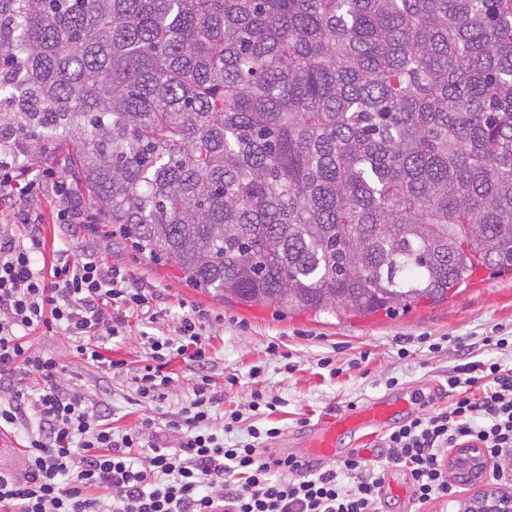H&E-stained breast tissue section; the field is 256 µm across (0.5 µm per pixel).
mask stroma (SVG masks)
I'll return each mask as SVG.
<instances>
[{
    "instance_id": "1",
    "label": "stroma",
    "mask_w": 512,
    "mask_h": 512,
    "mask_svg": "<svg viewBox=\"0 0 512 512\" xmlns=\"http://www.w3.org/2000/svg\"><path fill=\"white\" fill-rule=\"evenodd\" d=\"M74 246L93 245L109 263L125 265L144 287L157 289L167 313L156 323L128 315L124 336L104 340L106 358L126 363L123 375L113 376L78 356L74 341L61 331L39 329L30 338L33 350L57 357L68 369L71 386L105 409L114 430L121 431L154 418L160 436L176 445L167 428L173 413L188 400L198 373L193 365L175 361V381L158 410L139 403L132 381L147 358L144 336L174 334L182 307L208 310L215 320L205 327L210 337L207 372L222 407L234 409L252 391L275 397L277 407L263 415L262 424L280 428L290 437L307 424L361 405L387 392L435 386L433 407L448 403L446 372L457 359L459 342L480 343L491 333L512 336V275L485 271L482 278L438 305L413 304L395 313L338 319L323 315L284 313L273 306L245 308L222 300L185 282L173 268L163 266L113 237L105 218L72 229ZM442 342L431 352L429 342ZM408 355L398 358L399 348ZM331 357L333 369L320 365ZM239 377L227 386L225 374Z\"/></svg>"
}]
</instances>
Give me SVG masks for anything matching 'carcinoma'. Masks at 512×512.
Here are the masks:
<instances>
[{"label":"carcinoma","mask_w":512,"mask_h":512,"mask_svg":"<svg viewBox=\"0 0 512 512\" xmlns=\"http://www.w3.org/2000/svg\"><path fill=\"white\" fill-rule=\"evenodd\" d=\"M59 142L226 303H444L512 273V0H0V152Z\"/></svg>","instance_id":"1"}]
</instances>
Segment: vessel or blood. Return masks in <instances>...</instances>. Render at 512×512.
I'll return each instance as SVG.
<instances>
[{
    "mask_svg": "<svg viewBox=\"0 0 512 512\" xmlns=\"http://www.w3.org/2000/svg\"><path fill=\"white\" fill-rule=\"evenodd\" d=\"M421 404L419 392L385 395L363 405H354L336 416L324 418L301 433L308 453L322 461L341 458L345 448L359 445L368 435L412 414ZM26 462L16 451L14 440L0 431V474H18Z\"/></svg>",
    "mask_w": 512,
    "mask_h": 512,
    "instance_id": "vessel-or-blood-1",
    "label": "vessel or blood"
}]
</instances>
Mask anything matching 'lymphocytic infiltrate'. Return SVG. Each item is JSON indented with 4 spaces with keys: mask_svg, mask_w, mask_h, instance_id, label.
<instances>
[{
    "mask_svg": "<svg viewBox=\"0 0 512 512\" xmlns=\"http://www.w3.org/2000/svg\"><path fill=\"white\" fill-rule=\"evenodd\" d=\"M41 183L27 168L0 176V207L9 211L0 225V429L36 422L26 437L24 475H0V512H384L392 468L406 469L416 504L455 497L448 452L464 444L482 449L491 479L512 472V367L473 360L468 350L448 371V406L394 426L377 458L353 454L330 468L283 457L266 446L279 436L276 427H249L245 445L221 443L215 420L230 433L245 412L271 411L276 403L256 391L242 408L218 416L220 398L204 372L208 315L196 308L179 316L175 336H148L149 360L133 378L144 402L160 404L174 361L198 367L192 398L169 422L184 431L178 448L161 444L150 418L114 434L102 411L63 385L66 365L32 350L29 338L59 329L76 339L86 360L122 375L123 362L106 358L97 342L124 335L127 313L156 322L154 295L87 247L39 269V218L17 201ZM21 370L40 378L36 398L15 388Z\"/></svg>",
    "mask_w": 512,
    "mask_h": 512,
    "instance_id": "obj_1",
    "label": "lymphocytic infiltrate"
}]
</instances>
